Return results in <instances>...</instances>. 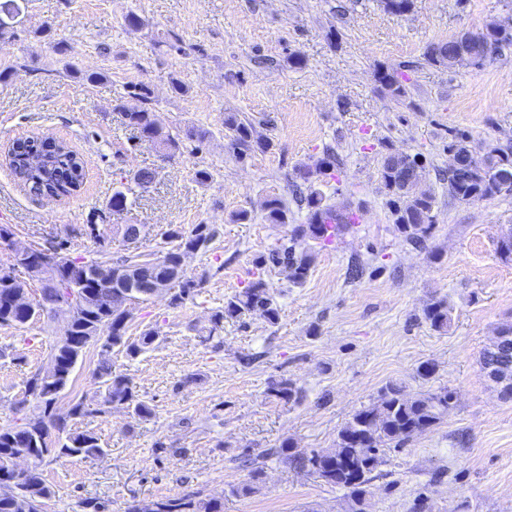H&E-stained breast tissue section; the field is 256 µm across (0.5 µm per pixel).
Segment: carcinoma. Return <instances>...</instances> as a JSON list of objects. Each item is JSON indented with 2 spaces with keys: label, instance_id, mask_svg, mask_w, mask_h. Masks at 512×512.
<instances>
[{
  "label": "carcinoma",
  "instance_id": "carcinoma-1",
  "mask_svg": "<svg viewBox=\"0 0 512 512\" xmlns=\"http://www.w3.org/2000/svg\"><path fill=\"white\" fill-rule=\"evenodd\" d=\"M26 9V0H0V43L5 45L17 38L15 24ZM35 35L47 40L55 53L63 59L64 73L79 77L89 83L103 78V74L84 73L67 59L68 45L54 37L51 28L41 26ZM512 46V27L490 26L460 35L431 47L427 51L428 62L455 70L467 64H481L498 49ZM379 82L397 101L408 94L401 76L393 71L378 70ZM129 94L139 99L141 107L128 109L123 103L116 108L122 111L128 126L142 137L155 142L166 154H175L183 147V138L203 141L206 131L193 127L180 133L165 131L152 115L149 89L143 83L131 85ZM231 131V148L244 155L253 147L268 150L269 141L252 140V127L237 121L233 116L225 121ZM8 162L15 181L33 194L66 198L84 184L85 162L80 153L68 143L56 139L47 142L41 137L29 136L13 141ZM336 168V157L325 153L311 165L297 170L296 177L308 184V194L301 197L308 212V222L294 229L292 245L272 253V259H282L288 266V277L300 283L308 275L311 256L303 242L312 239L329 241L325 218L336 215L335 226L345 223L347 216L336 213L328 205L316 184L331 175ZM512 175V148L505 147L486 157L481 165L467 172L448 171V195L461 203L493 197L503 193V176ZM421 165L417 156L406 153H389L381 165L380 185L387 197V204L397 231L409 245H424L433 224L436 199L429 191L418 190ZM268 219L274 224L288 221L287 209L279 198L266 202ZM216 230L207 224H197L186 234L170 229L167 236L176 242L162 259L152 262L140 255H123L110 258L65 261L58 269L60 282L77 285L81 311L65 326L52 354L50 367L35 372L26 382L25 396L35 403L32 415L14 426H0V512H17L19 497L28 499L30 512H42L43 500L51 496L40 470L47 458L80 457L95 459L105 454L100 438L87 431L72 429L62 417L54 418L53 405L58 395L70 382L71 375L87 349L96 345L100 356L95 373L98 391L102 396L99 413L114 407H122L134 418L147 419L152 415L150 404L137 397L131 378L113 368L111 355L115 347L125 351L127 358L135 359L152 349L159 339L158 331L147 329L136 339L126 336L132 319L129 306L148 300L158 288L178 291L171 296V304L178 306L192 297L199 282L184 276L182 259L190 252L207 251ZM43 282L39 295L26 298L27 282L8 280L0 275V327L33 324L49 314L45 301L53 297H71L72 292L56 285L54 276H34ZM259 312L269 322L279 317V309L263 278H258L224 302L213 315V325L207 339L224 328V321H240ZM424 317L436 330L448 328L450 322L448 304L443 300L430 303ZM480 365L488 378L500 387L503 397L512 399V324L503 325L498 336L483 350ZM269 391L275 396L292 400L297 391L287 380L270 384ZM452 394L446 389L410 396L397 383L387 384L380 399L356 411L336 437L333 452L312 449L298 452L292 442L286 440L279 448L269 452L297 469H307L319 474L325 483L345 491L348 512H364L363 496L372 473L383 463L380 447H400L413 436L426 431L448 415ZM26 451L33 457V466L23 478L13 476L9 462L12 456ZM250 468V482L232 488L234 494H248L263 475V462L256 458L243 460ZM156 512H224V503L216 499H199L197 494L169 497L160 502Z\"/></svg>",
  "mask_w": 512,
  "mask_h": 512
}]
</instances>
